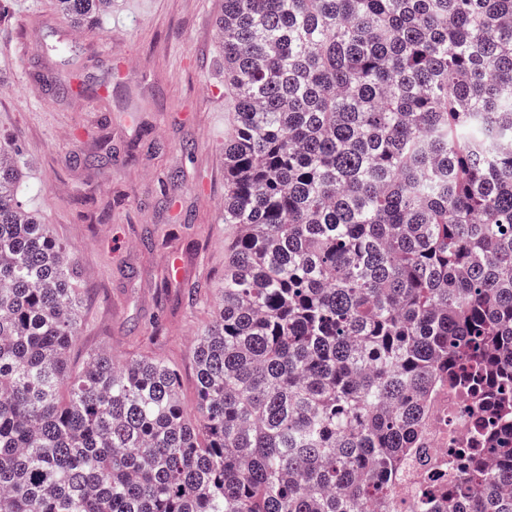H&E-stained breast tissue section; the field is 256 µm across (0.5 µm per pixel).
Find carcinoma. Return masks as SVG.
Segmentation results:
<instances>
[{
  "instance_id": "carcinoma-1",
  "label": "carcinoma",
  "mask_w": 512,
  "mask_h": 512,
  "mask_svg": "<svg viewBox=\"0 0 512 512\" xmlns=\"http://www.w3.org/2000/svg\"><path fill=\"white\" fill-rule=\"evenodd\" d=\"M217 27L235 235L197 414L160 359L71 365L76 262L0 144V512H369L445 381L493 457L453 512H512V0H224Z\"/></svg>"
}]
</instances>
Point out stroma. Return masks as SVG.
Masks as SVG:
<instances>
[{"label":"stroma","instance_id":"obj_1","mask_svg":"<svg viewBox=\"0 0 512 512\" xmlns=\"http://www.w3.org/2000/svg\"><path fill=\"white\" fill-rule=\"evenodd\" d=\"M224 0H110L79 23L74 59L48 52L57 0H0V142L18 145L17 197L77 264L83 317L71 353L147 354L198 392L191 341L209 327L233 235L224 221V140L234 126L216 22ZM30 47L25 66L12 53ZM132 65L114 72L109 49ZM88 105L75 107L74 95ZM107 143L112 161L86 165ZM168 290H161V283Z\"/></svg>","mask_w":512,"mask_h":512}]
</instances>
